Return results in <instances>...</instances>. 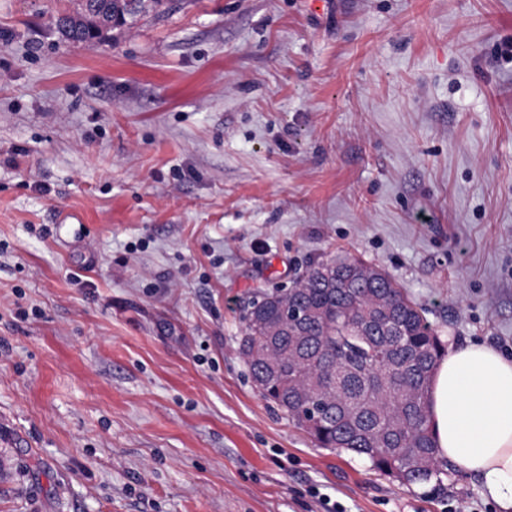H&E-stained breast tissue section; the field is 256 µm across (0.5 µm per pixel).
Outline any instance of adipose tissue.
Instances as JSON below:
<instances>
[{
    "label": "adipose tissue",
    "mask_w": 512,
    "mask_h": 512,
    "mask_svg": "<svg viewBox=\"0 0 512 512\" xmlns=\"http://www.w3.org/2000/svg\"><path fill=\"white\" fill-rule=\"evenodd\" d=\"M438 457L512 512V360L484 344L441 358L429 393Z\"/></svg>",
    "instance_id": "adipose-tissue-1"
}]
</instances>
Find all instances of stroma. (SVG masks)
I'll use <instances>...</instances> for the list:
<instances>
[{
	"label": "stroma",
	"mask_w": 512,
	"mask_h": 512,
	"mask_svg": "<svg viewBox=\"0 0 512 512\" xmlns=\"http://www.w3.org/2000/svg\"><path fill=\"white\" fill-rule=\"evenodd\" d=\"M0 0V512H503L315 447L239 350L352 255L512 359V0ZM82 12L54 17V24L67 42H93L114 26L132 28L146 12L147 3L157 14L169 10V0H82Z\"/></svg>",
	"instance_id": "stroma-1"
}]
</instances>
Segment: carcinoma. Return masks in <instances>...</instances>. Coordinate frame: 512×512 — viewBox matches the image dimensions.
I'll list each match as a JSON object with an SVG mask.
<instances>
[{"instance_id":"carcinoma-1","label":"carcinoma","mask_w":512,"mask_h":512,"mask_svg":"<svg viewBox=\"0 0 512 512\" xmlns=\"http://www.w3.org/2000/svg\"><path fill=\"white\" fill-rule=\"evenodd\" d=\"M54 24L67 42H93L133 27L169 0H82ZM300 312L283 330L285 311ZM265 349L253 356L255 347ZM240 351L262 395L306 430L315 445L352 452L405 483L435 474L424 377L444 345L422 309L387 273L353 256L312 263L296 285L249 306Z\"/></svg>"}]
</instances>
